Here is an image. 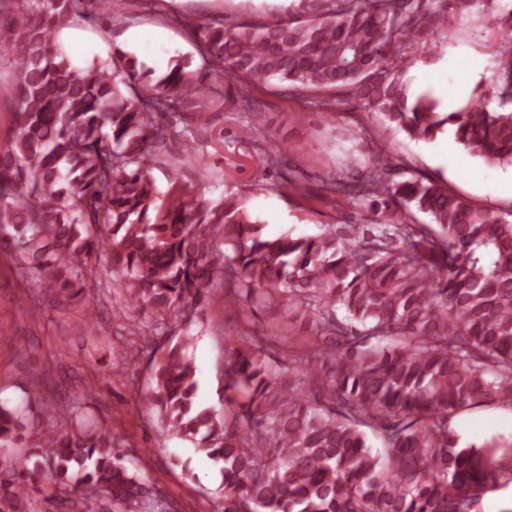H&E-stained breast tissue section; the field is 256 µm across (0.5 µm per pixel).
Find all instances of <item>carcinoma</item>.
Segmentation results:
<instances>
[{
	"instance_id": "1",
	"label": "carcinoma",
	"mask_w": 512,
	"mask_h": 512,
	"mask_svg": "<svg viewBox=\"0 0 512 512\" xmlns=\"http://www.w3.org/2000/svg\"><path fill=\"white\" fill-rule=\"evenodd\" d=\"M0 0V51L16 70L0 89L15 103L14 135L0 147V226L20 245L17 271L68 306L96 278L106 251L127 305L161 330L186 325L163 349L147 396L164 428L220 465L224 512H472L502 486L484 447H462L454 415L512 408V212L474 205L425 177L397 181L376 153L370 167L331 179L337 199L367 207L369 224H331L313 237L272 238L228 194L207 201L187 188L160 198L150 171L170 165L169 134L221 94L175 64L142 82L137 60L74 65L56 41L61 22L117 15L116 0ZM473 0H300L302 16L267 22L173 23L192 35L214 77L235 82V105L255 111L251 89L306 90L379 112L411 139L450 129L472 156L512 163V38L499 44L490 95L458 112L415 95L408 56ZM497 100L498 110L488 109ZM417 211L427 224H410ZM256 310L276 300L313 338L283 336L294 366L281 369L249 331L225 338L229 415L196 403L189 326L216 288ZM344 319L337 317V312ZM24 408L0 404V447L13 450ZM384 444L367 445L365 430ZM38 457L57 482L87 487L116 506L147 509L138 468L111 433L71 413L52 416ZM0 458V503L21 512L39 489V462Z\"/></svg>"
}]
</instances>
